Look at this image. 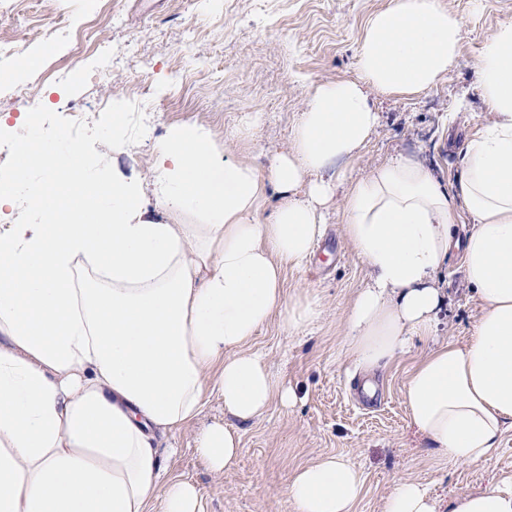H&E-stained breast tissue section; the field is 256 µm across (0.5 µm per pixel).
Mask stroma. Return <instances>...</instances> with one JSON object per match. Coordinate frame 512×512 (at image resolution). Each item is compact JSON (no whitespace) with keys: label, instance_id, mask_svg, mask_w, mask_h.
I'll use <instances>...</instances> for the list:
<instances>
[{"label":"stroma","instance_id":"stroma-1","mask_svg":"<svg viewBox=\"0 0 512 512\" xmlns=\"http://www.w3.org/2000/svg\"><path fill=\"white\" fill-rule=\"evenodd\" d=\"M466 21L457 64L431 89L408 97L376 96L380 123L353 163L361 177L404 155L423 162L440 181L456 179L466 140L488 110L475 63L498 23L512 19V0H438ZM389 0H0V37L37 56L40 65L0 82V146L15 150V126L49 121L52 149L82 146L91 171L135 166L151 171V148L184 121L209 129L226 158L266 168L291 145L307 108L308 90L358 75L357 53L367 20ZM31 91L35 109L19 92ZM125 102L130 151L112 148V102ZM259 116L251 133L246 115ZM440 278L448 305L440 334L464 342L480 305L464 281L460 256ZM368 269L344 237L340 209H331L310 264L285 273L289 296L321 307L306 332L289 335L279 320L260 327L251 347L292 388V407L272 403L259 418L240 421L211 400L198 423L173 439L176 456L163 459L165 476L195 484L203 512H287L282 495L291 472L322 454H340L365 479L357 512H382L395 481L425 485L438 512L452 499L512 475V429L483 465L434 463L428 441L412 425L403 385L420 348L397 358L380 376L376 402L356 404L355 370L343 349L346 312L365 286ZM238 430L242 451L216 473L200 456L202 425Z\"/></svg>","mask_w":512,"mask_h":512}]
</instances>
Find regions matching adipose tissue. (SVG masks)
<instances>
[{
  "mask_svg": "<svg viewBox=\"0 0 512 512\" xmlns=\"http://www.w3.org/2000/svg\"><path fill=\"white\" fill-rule=\"evenodd\" d=\"M464 28L438 0H391L367 21L358 77L315 85L290 151L263 170L220 161L208 130L182 124L154 146L150 179H106L88 173L80 145L43 150L38 124L18 127L0 207L22 188L41 220L0 225V512H202L194 484L163 481L162 440L214 397L242 421L294 403L250 345L271 318L296 335L319 316L288 297L284 272L309 263L338 193L369 270L346 315V355L372 373L426 343L403 387L412 424L434 458L493 457L512 428V21L479 57L490 119L466 142L457 182L402 156L363 180L344 168L378 124L372 93L436 85ZM35 168L48 180L29 181ZM454 251L481 306L461 344L438 336V275ZM197 446L222 472L241 439L216 423ZM364 486L328 454L296 467L282 494L291 512H356ZM437 508L402 478L383 512ZM451 512H512V476L456 496Z\"/></svg>",
  "mask_w": 512,
  "mask_h": 512,
  "instance_id": "obj_1",
  "label": "adipose tissue"
}]
</instances>
